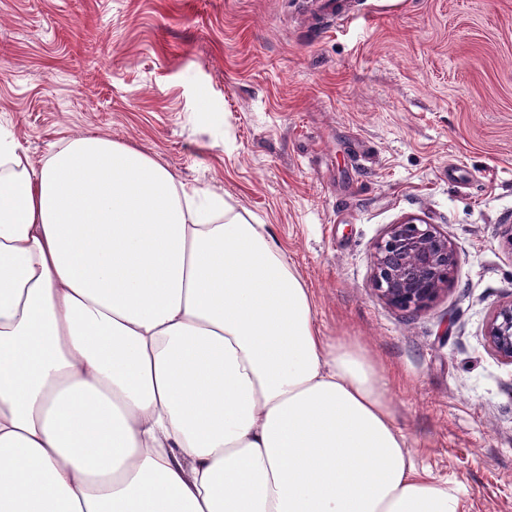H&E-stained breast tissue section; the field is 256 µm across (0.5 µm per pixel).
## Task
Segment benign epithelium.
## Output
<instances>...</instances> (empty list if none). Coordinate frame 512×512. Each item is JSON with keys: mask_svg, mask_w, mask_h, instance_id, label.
<instances>
[{"mask_svg": "<svg viewBox=\"0 0 512 512\" xmlns=\"http://www.w3.org/2000/svg\"><path fill=\"white\" fill-rule=\"evenodd\" d=\"M460 255L436 225L409 217L374 245L372 288L387 304L408 314L432 304L447 290ZM486 338L494 351L512 362V301L491 318Z\"/></svg>", "mask_w": 512, "mask_h": 512, "instance_id": "1", "label": "benign epithelium"}]
</instances>
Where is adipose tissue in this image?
<instances>
[{"label":"adipose tissue","instance_id":"adipose-tissue-1","mask_svg":"<svg viewBox=\"0 0 512 512\" xmlns=\"http://www.w3.org/2000/svg\"><path fill=\"white\" fill-rule=\"evenodd\" d=\"M0 512H466L281 243L101 134L0 132Z\"/></svg>","mask_w":512,"mask_h":512}]
</instances>
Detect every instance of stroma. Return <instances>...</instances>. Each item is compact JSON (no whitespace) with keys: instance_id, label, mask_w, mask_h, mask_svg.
Instances as JSON below:
<instances>
[{"instance_id":"stroma-1","label":"stroma","mask_w":512,"mask_h":512,"mask_svg":"<svg viewBox=\"0 0 512 512\" xmlns=\"http://www.w3.org/2000/svg\"><path fill=\"white\" fill-rule=\"evenodd\" d=\"M0 127L33 157L89 133L153 155L267 225L324 335L392 370L417 467L512 512V0H0ZM414 215L460 255L409 316L371 254ZM486 338L500 357L512 362V299L496 310L487 326Z\"/></svg>"}]
</instances>
